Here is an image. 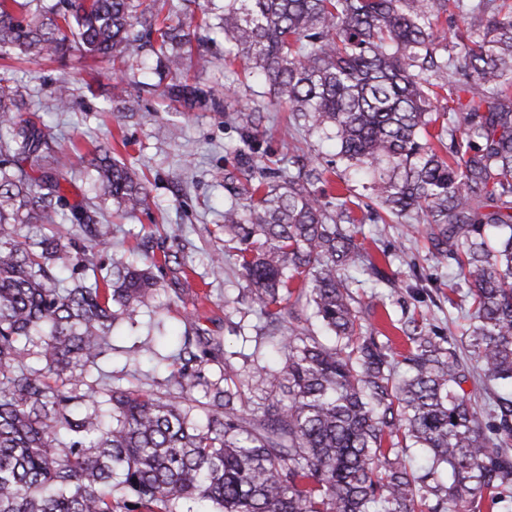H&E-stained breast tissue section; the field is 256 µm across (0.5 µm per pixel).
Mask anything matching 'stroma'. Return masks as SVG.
Listing matches in <instances>:
<instances>
[{"instance_id":"1","label":"stroma","mask_w":512,"mask_h":512,"mask_svg":"<svg viewBox=\"0 0 512 512\" xmlns=\"http://www.w3.org/2000/svg\"><path fill=\"white\" fill-rule=\"evenodd\" d=\"M205 68H192L187 77L204 88L219 90L223 111L189 109L156 93H141L135 111L115 112L110 107L112 65L104 59L86 64L75 58L51 61L41 58L15 59L0 54V69L10 68L14 78L29 94L32 109L38 110L54 127L63 144L76 147L73 183L67 191L69 202L92 195L96 148L111 144L114 156L143 170L150 181L155 202L150 213L135 218L119 217L111 203L103 208L113 226L112 241L104 260L131 251L139 234L162 233L164 226H182L180 254L193 266L183 285L181 301H172L171 291H159L154 304L169 308L165 319L143 311L135 328L118 326L112 333L114 350L104 360L105 369L122 372L125 380L140 379L151 384L162 378L164 368L154 367L147 358L127 364L129 353L149 342L161 353H170L173 339L182 335L185 320H193L223 340L228 350L240 349L242 341L224 318L225 298L235 297L240 286L233 265L213 273L209 258L224 248V207L229 194L224 174L234 166L232 148L240 145L243 132L232 119L235 112L251 107L264 109L266 119L253 139L256 155L280 158L284 153L283 131L292 120L286 107L272 103L266 84L240 74L232 92H225L224 43L207 42ZM73 90V106L65 111L54 107V91L61 82ZM365 231L366 251L391 277V284H374L372 277L356 271L355 293L369 299L379 293L387 304L372 316L374 327L397 336L395 322L406 314L424 315L437 334L456 336L461 330V313L448 305V264L432 253L425 225L407 220L401 223L369 224Z\"/></svg>"}]
</instances>
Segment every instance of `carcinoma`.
Masks as SVG:
<instances>
[{"mask_svg":"<svg viewBox=\"0 0 512 512\" xmlns=\"http://www.w3.org/2000/svg\"><path fill=\"white\" fill-rule=\"evenodd\" d=\"M0 0V51L112 63L124 102L129 63L155 58L161 95L220 110L185 75L194 17H161L159 0ZM224 0V57L273 101L336 145L342 191L316 159L285 143L270 179L251 154L263 115L224 175V251L260 323L254 350L228 351L198 324L174 349L138 352L169 368L151 388L99 366L115 324L135 325L154 292L185 279L173 244L149 236L104 267L112 225L96 200L146 211V178L109 149L93 161L95 198L66 207L75 164L0 70V512H474L512 498V4L455 0ZM35 5L25 18L15 7ZM458 57L468 99L437 101ZM376 219L427 225L448 260V305L469 303L461 339L410 316L397 351L363 325L352 271L367 265L355 184ZM73 270L66 279L60 272ZM270 347L280 366L263 363ZM482 372L485 397L463 383ZM205 413L199 420L197 413Z\"/></svg>","mask_w":512,"mask_h":512,"instance_id":"cac0c4a2","label":"carcinoma"}]
</instances>
